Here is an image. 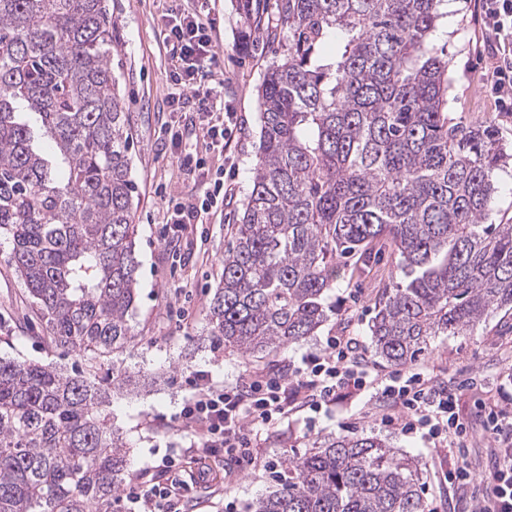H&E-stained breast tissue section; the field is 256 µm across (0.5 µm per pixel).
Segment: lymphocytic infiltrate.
Wrapping results in <instances>:
<instances>
[{
    "label": "lymphocytic infiltrate",
    "instance_id": "1",
    "mask_svg": "<svg viewBox=\"0 0 512 512\" xmlns=\"http://www.w3.org/2000/svg\"><path fill=\"white\" fill-rule=\"evenodd\" d=\"M214 30L211 0H197L191 10L175 0L160 30L173 60L168 80L174 91L168 102L173 107L180 105L181 89L192 87L201 116L193 131L195 144L179 162L190 172L205 176L206 188L197 198L176 200L168 206L164 223L177 229L209 221L227 202L224 165L230 160L237 117L224 110L221 98L214 96L208 84L217 61ZM358 347L354 338L328 337L324 353L307 360L294 377L251 371L242 388L218 386L205 375H195L194 392L175 416L178 430L190 440L193 468H185L182 458H166L163 466L174 471V478L165 484L130 487L123 512H177L189 483L213 479L214 472L205 460L220 452L234 460L233 467L224 471L225 484L234 483L242 469L259 464L244 421L267 425L297 405L319 410L335 402L344 387L362 393L371 390L388 400L390 410L382 415V423L403 434L457 449V460L443 477L452 485H469L473 479L468 461L469 429L459 415L458 390L438 384L424 365L374 379ZM503 399V404L484 409V429L495 443L494 464L482 491L469 499L465 512H512V412L505 408L512 401V392L505 393Z\"/></svg>",
    "mask_w": 512,
    "mask_h": 512
}]
</instances>
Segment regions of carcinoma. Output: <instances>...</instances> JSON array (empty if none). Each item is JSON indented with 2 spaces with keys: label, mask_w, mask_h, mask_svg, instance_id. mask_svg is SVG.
Returning <instances> with one entry per match:
<instances>
[{
  "label": "carcinoma",
  "mask_w": 512,
  "mask_h": 512,
  "mask_svg": "<svg viewBox=\"0 0 512 512\" xmlns=\"http://www.w3.org/2000/svg\"><path fill=\"white\" fill-rule=\"evenodd\" d=\"M447 14L448 0H278L285 49L259 86L251 188L208 315L224 351L313 335L337 265L383 237L398 276L369 330L386 362L512 310V224L487 223L509 154L492 126L448 119L433 39ZM113 43L106 0H0V236L51 344L82 358L125 348L136 301ZM127 381L0 358V512H113L128 468L106 398ZM287 472L250 512H423L412 462L376 437L335 438Z\"/></svg>",
  "instance_id": "cac0c4a2"
}]
</instances>
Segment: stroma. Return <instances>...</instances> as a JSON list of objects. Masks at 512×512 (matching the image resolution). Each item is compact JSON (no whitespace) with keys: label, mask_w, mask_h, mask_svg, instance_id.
Segmentation results:
<instances>
[{"label":"stroma","mask_w":512,"mask_h":512,"mask_svg":"<svg viewBox=\"0 0 512 512\" xmlns=\"http://www.w3.org/2000/svg\"><path fill=\"white\" fill-rule=\"evenodd\" d=\"M116 25L112 71L118 77L132 116L135 147L132 175L139 200L135 256L138 262V298L130 318L134 337L114 354L116 373L136 375L137 387L114 393L110 401L112 424L122 433L128 453L126 484L165 482L160 465L164 457L182 456L186 443L173 425L182 402L191 392L188 377L208 374L217 385H244L250 370L294 375L308 357L321 354L329 336H351L375 374L393 367L375 353L369 324L375 304L392 283L397 256L389 240L371 245V256L355 266H338L332 288L326 292L328 318L314 336L283 346L258 358L214 349L208 335L209 306L222 272L224 250L231 226L251 186L259 133L257 88L263 75L283 51L275 39L276 0H265L259 27L247 26L241 0H215L217 75L211 86L236 112L239 129L230 153L235 165L226 177L234 200L220 217L207 224H188L165 235L163 215L170 198H194L203 191L199 178L184 175L170 152L164 127L197 123L192 90H185L181 110L167 104L166 75L171 55L160 37L168 0H107ZM448 57V117L466 125L490 122L497 138L512 146V112L500 111L487 85L499 40L485 29L474 11V0H458L434 36ZM9 242L0 243V357L32 360L64 371L81 369L82 359L52 347L45 324L32 308L23 281L9 261ZM185 307L188 320H177L174 311ZM437 381L456 386L471 377L477 388L464 391L462 414L469 424L476 473H485L495 443L483 430L476 401H497L512 387V315L491 314L473 335L434 336L419 356ZM384 402L363 394L323 406L320 412L300 408L288 417L254 428V452L268 462V469L241 474L232 487L192 486L185 512H235L259 496L276 490L286 473L288 458L300 456L340 435L374 436L385 440L398 456L420 463L419 484L432 496L438 512H461L472 487L443 483L442 471L456 458L453 448H438L428 441L384 427L380 417Z\"/></svg>","instance_id":"35a3bbf8"}]
</instances>
